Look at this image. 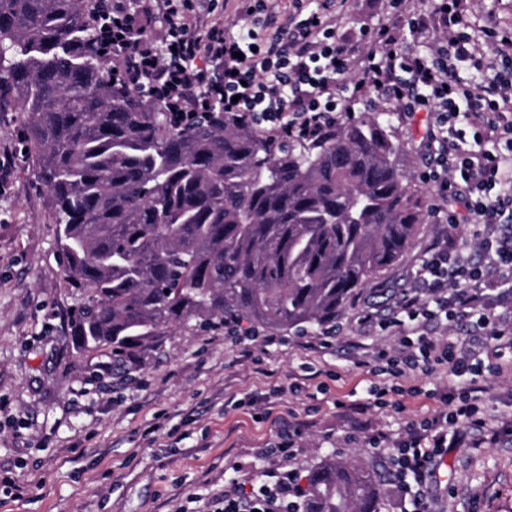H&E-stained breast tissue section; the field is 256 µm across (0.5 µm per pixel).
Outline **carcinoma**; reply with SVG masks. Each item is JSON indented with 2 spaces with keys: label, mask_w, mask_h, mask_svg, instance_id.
Wrapping results in <instances>:
<instances>
[{
  "label": "carcinoma",
  "mask_w": 512,
  "mask_h": 512,
  "mask_svg": "<svg viewBox=\"0 0 512 512\" xmlns=\"http://www.w3.org/2000/svg\"><path fill=\"white\" fill-rule=\"evenodd\" d=\"M83 0H0V112L19 102L58 226L73 345L115 359L175 324L336 322L422 218L388 125L273 144L224 114L175 122L117 86ZM380 475L326 460L294 512H380Z\"/></svg>",
  "instance_id": "obj_1"
}]
</instances>
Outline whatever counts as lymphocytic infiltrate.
<instances>
[{
    "instance_id": "lymphocytic-infiltrate-1",
    "label": "lymphocytic infiltrate",
    "mask_w": 512,
    "mask_h": 512,
    "mask_svg": "<svg viewBox=\"0 0 512 512\" xmlns=\"http://www.w3.org/2000/svg\"><path fill=\"white\" fill-rule=\"evenodd\" d=\"M200 2L145 0L137 8L133 0H90L100 31L95 48L113 81L159 102L180 123L221 112L273 141L315 143L370 92L388 111L434 116L424 142L423 178L438 197L430 217L452 229L469 225L481 255L434 245L397 307L422 324L468 321L491 351L482 360L465 342L422 335L397 354L375 355L392 375L444 365L468 379L464 392L445 396L446 412L408 427L393 456L394 483L414 492L415 512H429L434 462L464 447L469 429L485 427L481 377L487 369L502 372L498 352L512 346V311L496 318L483 311L487 292L512 298V28L487 26L472 35L467 0H435L406 20L409 36L446 34L445 47L428 55L406 51L386 25L351 42L340 33L348 0H320L307 13L294 8L276 27L261 17L264 0H239L238 17L252 24L238 30L223 11ZM468 60L480 71L471 84L456 72ZM300 495L295 475L270 470L250 492L225 489L215 512H291Z\"/></svg>"
}]
</instances>
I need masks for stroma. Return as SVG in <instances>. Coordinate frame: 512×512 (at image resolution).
Masks as SVG:
<instances>
[{"label": "stroma", "instance_id": "obj_1", "mask_svg": "<svg viewBox=\"0 0 512 512\" xmlns=\"http://www.w3.org/2000/svg\"><path fill=\"white\" fill-rule=\"evenodd\" d=\"M343 26L353 41L362 26L396 25L391 0H352ZM430 122L390 118L404 166L424 207L436 190L420 174V142ZM20 110L0 113V146L21 154L0 180V512H210L229 482L244 490L277 468L305 479L324 457L389 477L406 426L444 411L437 397L446 372L400 379L402 411L372 408L360 427L347 407L367 402L371 386L391 384L363 365L399 344L381 329L436 240L470 238L468 225L448 230L423 218L402 261L373 278L323 331L265 330L246 340L175 327L146 353L115 362L108 351H77L73 304L57 251L47 194L25 155ZM375 319L362 322L364 311ZM472 448H452L430 488L431 512H512V432L496 442L472 431ZM291 444L288 457L259 456Z\"/></svg>", "mask_w": 512, "mask_h": 512}]
</instances>
